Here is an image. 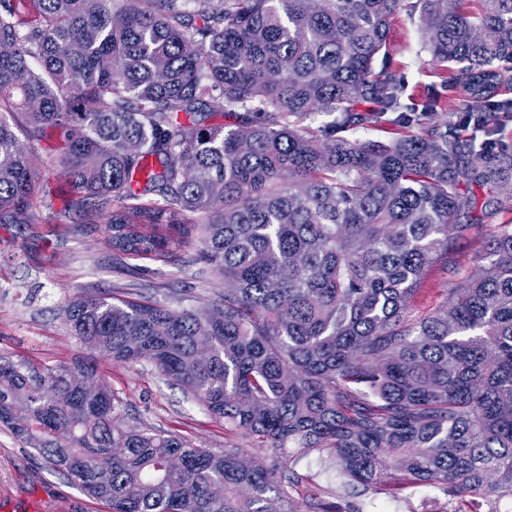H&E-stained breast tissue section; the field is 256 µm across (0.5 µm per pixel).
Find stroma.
I'll use <instances>...</instances> for the list:
<instances>
[{
  "label": "stroma",
  "instance_id": "stroma-1",
  "mask_svg": "<svg viewBox=\"0 0 512 512\" xmlns=\"http://www.w3.org/2000/svg\"><path fill=\"white\" fill-rule=\"evenodd\" d=\"M388 63L403 76V101L410 106L420 103L427 90L440 88L446 74L425 49L417 21L404 14L392 26ZM458 190L472 198L482 221L428 268L411 301L413 317L433 312L447 291L479 273L489 234L512 222V200L470 180L461 181ZM71 201V209H64L58 200L50 210L36 206L31 223L0 227V356L24 358L38 366L83 356L85 350L70 335L62 314L63 307L81 295L145 297L179 309L223 291V281L204 264L131 259L113 251L105 226L93 223L79 196ZM97 366L123 400L119 416L123 426H152L215 451L241 445L238 434L225 431L223 423L153 366L118 364L102 357ZM295 468L305 477L297 499L315 493L324 501H336L340 488L327 454L315 451L302 456ZM2 507L7 512H109L4 429L0 430Z\"/></svg>",
  "mask_w": 512,
  "mask_h": 512
}]
</instances>
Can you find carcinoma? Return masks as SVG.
<instances>
[{"mask_svg":"<svg viewBox=\"0 0 512 512\" xmlns=\"http://www.w3.org/2000/svg\"><path fill=\"white\" fill-rule=\"evenodd\" d=\"M460 2L418 0L419 27L458 69L455 126L488 129L512 114V0ZM28 3L0 0V226L34 218L33 143L57 131L61 176L112 249L169 261L198 233L191 262L224 292L182 310L74 299L64 318L92 356L0 357V427L111 512H356L293 500L297 457L325 448L348 499L401 483L512 499V227L479 275L407 316L469 228L460 181L512 196V151L424 122L436 90L401 110V76L375 62L404 0ZM224 112L236 128L199 124ZM316 112L336 118L312 128ZM383 123L401 132L359 136ZM97 355L151 364L246 445L118 427Z\"/></svg>","mask_w":512,"mask_h":512,"instance_id":"obj_1","label":"carcinoma"}]
</instances>
